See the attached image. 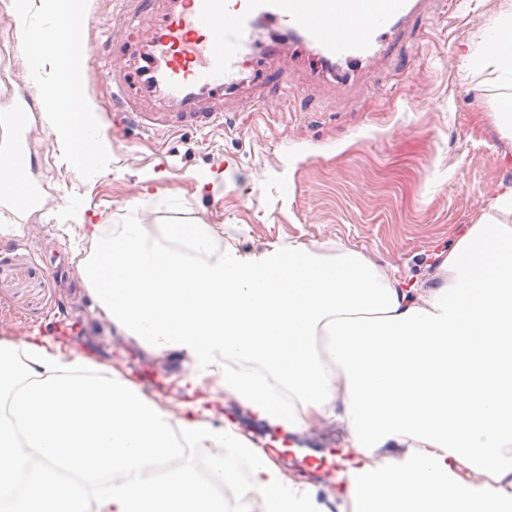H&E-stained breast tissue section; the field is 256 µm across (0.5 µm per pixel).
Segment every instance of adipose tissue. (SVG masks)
I'll use <instances>...</instances> for the list:
<instances>
[{"mask_svg": "<svg viewBox=\"0 0 512 512\" xmlns=\"http://www.w3.org/2000/svg\"><path fill=\"white\" fill-rule=\"evenodd\" d=\"M41 8L48 38L16 8L32 80L53 74L40 117L67 161L107 177L112 147L81 93L85 0ZM487 41L474 69L512 84V11ZM71 218L99 315L147 351L188 360L182 417L46 337L0 339V512H225L228 487L271 512H512V184L435 253L431 288L341 243L331 254L302 243L245 251L211 224L106 235L79 206ZM219 388L265 423L264 444L232 419L210 422ZM324 421L344 433L323 453L327 503L271 458ZM181 441L209 454V479L167 468Z\"/></svg>", "mask_w": 512, "mask_h": 512, "instance_id": "adipose-tissue-1", "label": "adipose tissue"}]
</instances>
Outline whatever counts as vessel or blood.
<instances>
[{"instance_id": "vessel-or-blood-1", "label": "vessel or blood", "mask_w": 512, "mask_h": 512, "mask_svg": "<svg viewBox=\"0 0 512 512\" xmlns=\"http://www.w3.org/2000/svg\"><path fill=\"white\" fill-rule=\"evenodd\" d=\"M124 2L129 21L152 26L138 82L142 93L166 107L138 119L157 132L184 122L223 123L217 100L238 83L243 50L259 19L288 28L331 56L357 59L413 12L410 0H167L160 15L143 11L142 0Z\"/></svg>"}]
</instances>
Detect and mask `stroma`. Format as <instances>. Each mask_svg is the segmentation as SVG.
<instances>
[{
    "label": "stroma",
    "instance_id": "stroma-1",
    "mask_svg": "<svg viewBox=\"0 0 512 512\" xmlns=\"http://www.w3.org/2000/svg\"><path fill=\"white\" fill-rule=\"evenodd\" d=\"M505 0H432L428 11L363 60L328 64L313 46L271 27L266 47L246 58L239 88L225 91L223 126L143 130L112 92L108 61L136 68L146 27L126 26L122 0H87L82 93L112 145V172L96 178L54 150L39 115L18 137L33 159L34 206L0 203V338L40 331L104 368L137 366L142 390L169 409L188 368L176 352L149 353L102 320L71 260L84 242L66 209L81 205L105 231L144 224H214L239 248L293 241L367 253L409 280L433 282L434 252L475 223L483 194L512 183V141L494 114L503 83L475 72L484 32ZM0 42L9 46L13 96L0 113L36 102L31 59L14 0H0ZM265 95L262 110L253 98ZM157 178L145 182L148 172ZM209 177L211 189L199 186Z\"/></svg>",
    "mask_w": 512,
    "mask_h": 512
}]
</instances>
